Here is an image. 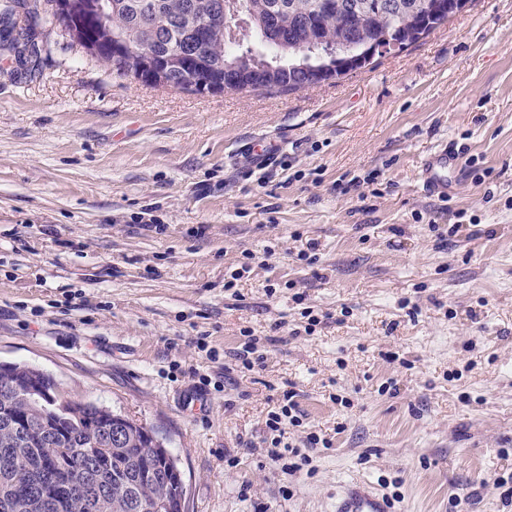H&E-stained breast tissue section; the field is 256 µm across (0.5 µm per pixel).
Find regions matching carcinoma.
I'll return each instance as SVG.
<instances>
[{"label": "carcinoma", "instance_id": "carcinoma-1", "mask_svg": "<svg viewBox=\"0 0 512 512\" xmlns=\"http://www.w3.org/2000/svg\"><path fill=\"white\" fill-rule=\"evenodd\" d=\"M7 0L0 6V47L30 57L28 35L12 36V17L29 26L61 28L90 56L125 77L147 82L143 48L154 59L176 46L182 54L167 86L202 94L225 88L277 95L317 85L314 71L332 78L431 33L454 14L436 0H249L250 29L242 41L226 34L222 0ZM44 391L39 401L23 391ZM110 415L90 402L64 397L48 374L0 364V512H145L143 504L173 502L181 469L147 428L133 424L116 441ZM96 439V459L85 442Z\"/></svg>", "mask_w": 512, "mask_h": 512}]
</instances>
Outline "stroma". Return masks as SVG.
<instances>
[{"instance_id":"35a3bbf8","label":"stroma","mask_w":512,"mask_h":512,"mask_svg":"<svg viewBox=\"0 0 512 512\" xmlns=\"http://www.w3.org/2000/svg\"><path fill=\"white\" fill-rule=\"evenodd\" d=\"M30 35L33 70L0 51V362L151 430L187 512H334L353 481L396 512H512V0L274 96L146 84ZM262 136L293 167L261 186L242 147ZM442 146L444 197L421 181ZM286 389L296 471L268 454Z\"/></svg>"}]
</instances>
